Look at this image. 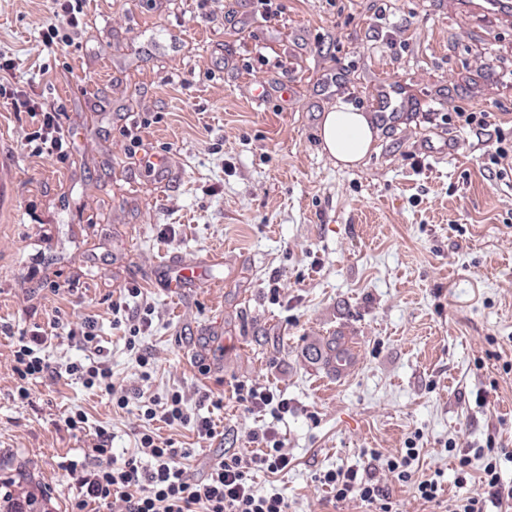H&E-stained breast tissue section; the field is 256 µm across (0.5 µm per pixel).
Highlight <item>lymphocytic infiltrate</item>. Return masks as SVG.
Segmentation results:
<instances>
[{
	"instance_id": "obj_1",
	"label": "lymphocytic infiltrate",
	"mask_w": 512,
	"mask_h": 512,
	"mask_svg": "<svg viewBox=\"0 0 512 512\" xmlns=\"http://www.w3.org/2000/svg\"><path fill=\"white\" fill-rule=\"evenodd\" d=\"M56 2L58 11L39 28L40 45L47 51L72 45L83 26L86 0ZM15 68V59L0 51V95H8L13 110L27 113L32 125L31 130L21 135L22 146L29 148L31 156L66 162L71 140L58 111L54 105L27 92L9 91ZM141 294V289L135 286L123 289L110 305L113 326L126 329L128 345L136 350V386L113 379L92 317L65 321L56 317L46 327L20 333L15 342L8 370L19 400L30 398L36 380H77L107 396L114 408L134 411L136 449L127 457L113 452L109 428L89 427L85 411L75 409L66 414L67 429L82 433L85 438L81 459L68 461L65 467L76 488L70 512H288V499L283 493H264L254 484L256 472L283 473L291 464L274 430L268 428L261 433V447L249 458L234 456L221 460L201 477L190 474L185 465L189 449L176 447L173 439L155 432L154 422L161 421L174 429L193 431L202 440L217 435L211 417L189 407L186 392L174 390L162 397L145 393L143 386L152 376L155 357L137 351L136 345L141 331L151 325L155 309L147 305L139 314H130L131 300ZM64 338L77 341L83 356L63 364L53 363L45 348ZM502 454V449L487 447L459 457L456 482L463 487L471 479L472 458L482 459V490L449 500L448 512H512V485L504 484L498 473L497 461ZM418 455L417 448H406L404 453L386 458L383 470L391 480L415 486L420 499L436 501L440 477H417L414 463ZM319 482L329 487L336 500L356 499L371 506L372 512H394L382 487L359 477L357 469L327 471Z\"/></svg>"
}]
</instances>
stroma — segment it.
Returning a JSON list of instances; mask_svg holds the SVG:
<instances>
[{
    "instance_id": "35a3bbf8",
    "label": "stroma",
    "mask_w": 512,
    "mask_h": 512,
    "mask_svg": "<svg viewBox=\"0 0 512 512\" xmlns=\"http://www.w3.org/2000/svg\"><path fill=\"white\" fill-rule=\"evenodd\" d=\"M200 2L87 0L74 44L41 54L52 0H0L18 89L59 105L74 142L63 164L29 156V118L0 98L17 182L0 206V460H26L69 512L62 465L84 442L68 411L131 452V417L107 396L46 380L23 402L5 366L15 333L80 313L129 380L110 304L136 285L156 308L139 340L157 359L151 393L223 400L215 439L158 427L191 450L193 473L256 450L253 433L272 426L292 464L255 482L284 491L289 512H368L319 484L341 466L399 512H444L457 451L512 449V175L485 169L475 132L448 120L492 112L512 139V25L448 0H281L268 22L251 0H221L208 20ZM387 78L409 111L376 122L362 164L338 167L318 137L323 113L344 102L376 114ZM136 124L143 150L177 149L172 177L132 158L123 131ZM219 249L222 264H207ZM179 261L199 265L194 287H165ZM334 336L352 359L341 375L316 355ZM255 383L284 394L287 414H244L237 388ZM411 440L420 474L443 473L439 502L375 466Z\"/></svg>"
}]
</instances>
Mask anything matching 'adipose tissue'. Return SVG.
Here are the masks:
<instances>
[{"label":"adipose tissue","mask_w":512,"mask_h":512,"mask_svg":"<svg viewBox=\"0 0 512 512\" xmlns=\"http://www.w3.org/2000/svg\"><path fill=\"white\" fill-rule=\"evenodd\" d=\"M318 134L323 150L337 165L351 168L369 154L375 130L366 114L341 103L325 112Z\"/></svg>","instance_id":"ef3b65f1"}]
</instances>
